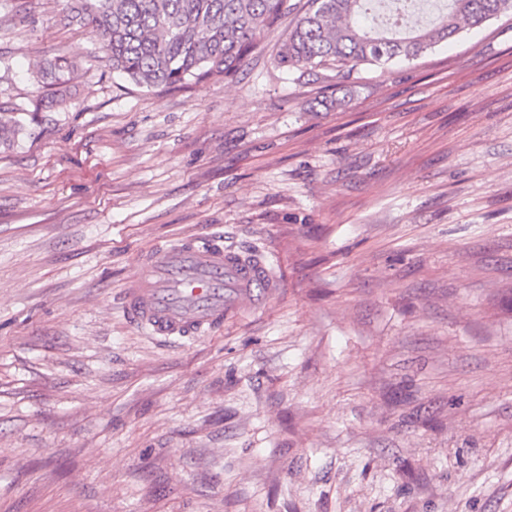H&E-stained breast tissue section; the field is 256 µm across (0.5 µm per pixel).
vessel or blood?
Masks as SVG:
<instances>
[{
	"label": "vessel or blood",
	"mask_w": 512,
	"mask_h": 512,
	"mask_svg": "<svg viewBox=\"0 0 512 512\" xmlns=\"http://www.w3.org/2000/svg\"><path fill=\"white\" fill-rule=\"evenodd\" d=\"M281 287L259 252L218 236L156 247L124 295L122 313L151 335L190 340L214 332L244 306L267 305Z\"/></svg>",
	"instance_id": "b4317fda"
}]
</instances>
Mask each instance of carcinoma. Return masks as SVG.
I'll return each instance as SVG.
<instances>
[{
    "instance_id": "1",
    "label": "carcinoma",
    "mask_w": 512,
    "mask_h": 512,
    "mask_svg": "<svg viewBox=\"0 0 512 512\" xmlns=\"http://www.w3.org/2000/svg\"><path fill=\"white\" fill-rule=\"evenodd\" d=\"M417 0H306L279 46L280 67L314 74L335 72L336 84L362 65L382 70L413 61L457 35L512 11V0H448L432 24L416 14ZM291 13L287 0H74L71 19L87 20L112 72L145 88H176L204 80L233 79L251 53L257 33L277 29ZM74 63L66 56L39 69L61 105L60 88Z\"/></svg>"
}]
</instances>
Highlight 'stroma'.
Listing matches in <instances>:
<instances>
[{"mask_svg": "<svg viewBox=\"0 0 512 512\" xmlns=\"http://www.w3.org/2000/svg\"><path fill=\"white\" fill-rule=\"evenodd\" d=\"M71 6L0 0V512H512V12L336 108L287 25L147 90ZM213 234L276 298L192 341L127 322L144 254ZM74 71V63L66 56H59L54 62L39 69L37 80L42 87H51V101L53 105H61L65 102V95L58 88L63 87L69 81V76Z\"/></svg>", "mask_w": 512, "mask_h": 512, "instance_id": "35a3bbf8", "label": "stroma"}]
</instances>
